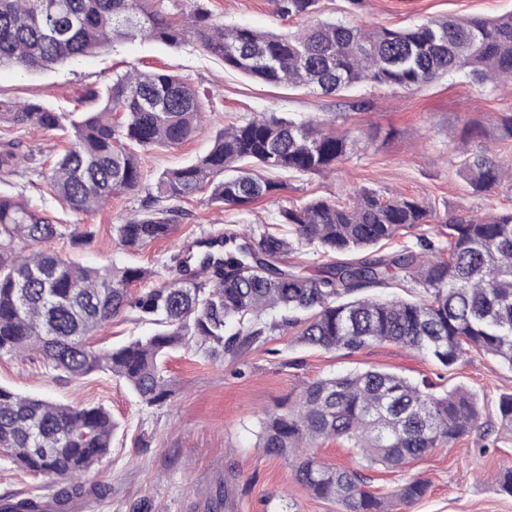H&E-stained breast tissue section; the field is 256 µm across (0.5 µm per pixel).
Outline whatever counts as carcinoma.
<instances>
[{
    "label": "carcinoma",
    "instance_id": "1",
    "mask_svg": "<svg viewBox=\"0 0 512 512\" xmlns=\"http://www.w3.org/2000/svg\"><path fill=\"white\" fill-rule=\"evenodd\" d=\"M173 0L180 19L154 0H0V65L28 71L95 54L144 37L166 45L193 41L224 67L265 84L335 93L367 84L415 91L453 72L494 88L512 84V14L433 18L403 29L358 27L313 17L318 0H274L277 13L308 19L293 33L224 25ZM95 108L75 116L31 103L0 112V122L61 130L71 148L51 168L53 194L76 212L104 206L142 184L130 146L173 148L201 130V99L193 86L160 70L132 68L84 92ZM357 140L323 121L260 115L219 131L211 149L164 171L148 188L143 211L116 225L120 243L139 249L170 236L178 204L208 192L213 203L239 206L277 194L267 173L324 174L351 155ZM461 172L488 192L503 167L463 149ZM288 238L266 230L226 233L224 252L195 243L176 260L171 278L138 295L148 276L137 266L98 269L57 252L29 255L0 249V355L34 352L67 378L108 371L148 406L172 395L162 363L195 346L238 359L272 333L299 328V340L352 353L392 343L444 368L469 350L512 368V212L464 216L448 225V246L425 235L416 245L382 254L378 245L430 222L432 211L402 195L361 190L346 202L313 199L280 212ZM57 225L21 201L0 196V237L41 243ZM345 259L320 275L289 268L301 246ZM406 283L417 300L364 297L361 292ZM123 313L155 326L150 336L97 350L89 340ZM479 418L472 394L434 392L394 373L369 369L306 384L287 408L260 421L258 447L287 457L296 480L340 512H392L412 504L427 483L412 477L387 497L366 490L364 471L399 468L471 432ZM115 424L100 405L73 407L0 386V454L28 473L64 480L57 502L86 493L84 474L110 450ZM342 439L359 467L327 465L311 448ZM0 512H43L35 498L7 500Z\"/></svg>",
    "mask_w": 512,
    "mask_h": 512
}]
</instances>
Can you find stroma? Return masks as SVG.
I'll return each instance as SVG.
<instances>
[{"instance_id": "obj_1", "label": "stroma", "mask_w": 512, "mask_h": 512, "mask_svg": "<svg viewBox=\"0 0 512 512\" xmlns=\"http://www.w3.org/2000/svg\"><path fill=\"white\" fill-rule=\"evenodd\" d=\"M196 8L227 25L261 30H289L299 19L282 18L272 0H196ZM512 12V0H318L317 16L352 25L408 27L437 17H496ZM151 67L180 75L194 85L204 104L207 130L175 148L138 151L145 186L164 170L202 155L215 133L260 112L287 114L295 120L333 121L337 131L359 136L354 154L334 173H280L282 193L239 207L211 204L199 194L181 205L177 229L168 238L139 250L119 245L114 225L137 215L145 199L141 190L113 196L104 208L74 212L51 192L48 171L68 146L58 131L0 123V145L14 143L19 167L0 168V195L27 202L57 224L51 249L68 253L82 265H136L150 278L132 286L138 294L162 285L174 256L185 242L275 227L282 209L311 199L348 201L368 188L383 196L402 194L432 207L435 216L421 230H409L386 243L389 251L412 245L418 234L446 242L444 225L465 215L491 210L512 211V182L490 192L473 193L458 170L462 158L455 146L488 152L512 162V141L498 137L496 122L512 106V94L491 90L461 75L445 76L412 92L363 85L342 95H322L252 81L225 69L222 60L187 42L169 47L153 40L120 42L101 53L54 69L25 71L0 67V102L11 108L31 102L73 111L82 92L101 86L112 72ZM93 235L89 246L74 249V232ZM153 325L124 314L101 328L95 343L109 348L151 335ZM173 396L159 406L141 403L126 384L107 373L65 378L42 356L0 358V385L19 393L63 404L102 405L118 424L107 456L89 473L101 487L97 512H134L151 501L158 512H208L206 493L225 489L222 512H338L337 504L313 496L295 479L288 459L263 455L257 448L259 422L266 412L295 400L304 384L358 370L377 369L436 390L463 388L473 393L481 416L470 434L436 448L402 469L377 468L371 489L385 494L409 477L428 483L426 495L404 512H512V497L497 484L512 467V427L500 419L497 404L512 394V368L479 351H470L449 369L423 355L395 345L376 344L354 353L327 351L301 344L296 330L271 335L243 357L215 358L194 349L173 352L163 363ZM46 481L0 459V500L54 496Z\"/></svg>"}]
</instances>
